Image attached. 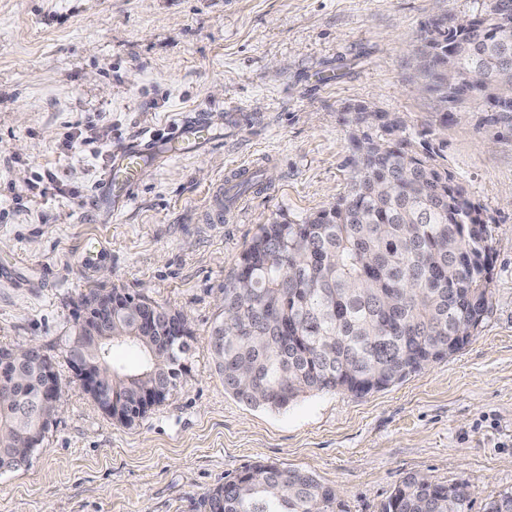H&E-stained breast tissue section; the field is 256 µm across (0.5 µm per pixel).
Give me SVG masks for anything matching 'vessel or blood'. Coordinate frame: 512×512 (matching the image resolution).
Segmentation results:
<instances>
[{
    "mask_svg": "<svg viewBox=\"0 0 512 512\" xmlns=\"http://www.w3.org/2000/svg\"><path fill=\"white\" fill-rule=\"evenodd\" d=\"M217 126V121L209 117H187L169 129L165 142L149 137L128 143L113 156L94 205L115 213L121 211L130 201L145 166L160 164L175 154L206 149L218 138Z\"/></svg>",
    "mask_w": 512,
    "mask_h": 512,
    "instance_id": "vessel-or-blood-1",
    "label": "vessel or blood"
}]
</instances>
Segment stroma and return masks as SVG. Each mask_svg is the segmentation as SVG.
Returning <instances> with one entry per match:
<instances>
[{
	"label": "stroma",
	"instance_id": "1",
	"mask_svg": "<svg viewBox=\"0 0 512 512\" xmlns=\"http://www.w3.org/2000/svg\"><path fill=\"white\" fill-rule=\"evenodd\" d=\"M437 0H0V346L58 354L81 292L117 284L182 311L188 369L130 426L68 383L29 463L0 472V512H196L244 467L274 462L382 512L410 473L468 483V512L512 492V112L472 103L438 121L409 54ZM433 127L490 229L492 296L459 352L365 395L319 392L281 410L224 390L209 333L225 279L259 225L300 221L349 182L348 109ZM240 109L203 154L141 176L109 216L93 203L113 149L180 117ZM107 139L100 157L72 132ZM259 184L207 220L220 183Z\"/></svg>",
	"mask_w": 512,
	"mask_h": 512
}]
</instances>
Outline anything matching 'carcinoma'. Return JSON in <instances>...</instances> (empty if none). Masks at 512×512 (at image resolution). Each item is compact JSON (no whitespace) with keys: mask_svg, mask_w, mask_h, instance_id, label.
<instances>
[{"mask_svg":"<svg viewBox=\"0 0 512 512\" xmlns=\"http://www.w3.org/2000/svg\"><path fill=\"white\" fill-rule=\"evenodd\" d=\"M475 14L413 51L422 91L450 111L470 101L512 108V0H476ZM351 175L347 193L299 222L261 224L224 281L223 313L209 350L224 390L254 407L279 410L313 392L363 395L374 379L394 385L458 352L484 318L493 259L483 209L454 184L429 141L403 131L400 117L348 112ZM378 125L381 138L356 130ZM179 310L140 298L137 315L116 336L85 352L112 372L106 395L127 413L137 391L173 383L189 343L169 330ZM115 341L145 354L128 371L112 362ZM21 370L24 389L0 398V459L17 469L33 452L21 447L42 422L41 375ZM469 485L405 476L383 512H466ZM198 512H343L336 490L313 475L256 464L208 491ZM485 512H512V493Z\"/></svg>","mask_w":512,"mask_h":512,"instance_id":"1","label":"carcinoma"}]
</instances>
